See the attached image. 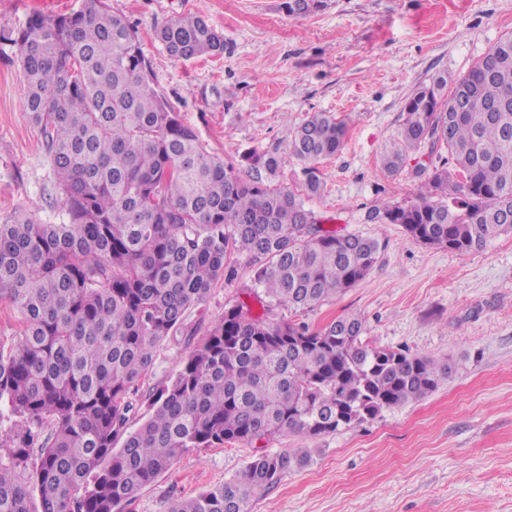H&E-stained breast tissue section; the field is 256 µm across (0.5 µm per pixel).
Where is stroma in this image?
Here are the masks:
<instances>
[{
    "instance_id": "35a3bbf8",
    "label": "stroma",
    "mask_w": 512,
    "mask_h": 512,
    "mask_svg": "<svg viewBox=\"0 0 512 512\" xmlns=\"http://www.w3.org/2000/svg\"><path fill=\"white\" fill-rule=\"evenodd\" d=\"M81 5L0 0V220L21 213L42 224L63 221L12 38L33 13ZM111 5L136 26L156 89L211 153L235 160L253 147L278 149L282 179L295 188L304 176L288 151L290 123L314 112L351 119L343 150L318 166L323 192L308 206L324 229L380 242L369 275L302 314L265 309L253 296L251 267L237 256L235 276L216 282L186 315L195 342L242 303L252 315L313 328L357 313L373 345L453 363L434 393L369 422L312 439L282 435L187 452L140 492L133 512H169L177 499L238 474L255 452L290 448L309 449V462L251 501L250 512H512V233L459 253L367 219L376 205L410 201L417 165L430 162L425 146L399 175L381 168L407 99L436 75L467 72L512 33V0H320L304 17L289 16L283 0ZM183 14L223 32V57L168 56L154 30ZM189 353L175 340L161 345L142 392L172 379Z\"/></svg>"
}]
</instances>
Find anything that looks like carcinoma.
<instances>
[{
  "label": "carcinoma",
  "mask_w": 512,
  "mask_h": 512,
  "mask_svg": "<svg viewBox=\"0 0 512 512\" xmlns=\"http://www.w3.org/2000/svg\"><path fill=\"white\" fill-rule=\"evenodd\" d=\"M317 5L284 3L294 17ZM156 39L179 61L224 55V34L200 16L168 21ZM12 41L67 222L0 223V301L20 325L0 338V423L13 421L0 435V512H132L139 491L195 448L334 433L450 377L444 358L370 344L356 315L312 329L238 304L129 430L158 347L235 275V255L248 257L268 304L296 311L369 274L379 241L326 230L306 208L322 193L317 165L342 150L348 123L314 112L291 126L288 149L305 175L294 190L280 180L276 149L226 161L203 146L153 87L135 26L108 0L34 13ZM425 143L448 156L418 166L414 200L385 202L368 220L462 253L512 233V35L467 73L412 94L382 169L398 174ZM308 456L256 453L170 512H247Z\"/></svg>",
  "instance_id": "carcinoma-1"
}]
</instances>
